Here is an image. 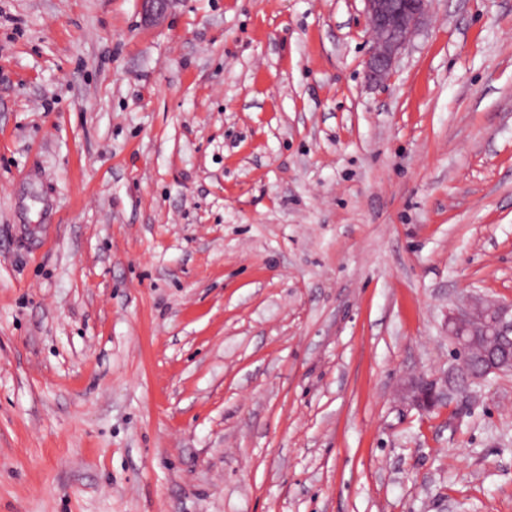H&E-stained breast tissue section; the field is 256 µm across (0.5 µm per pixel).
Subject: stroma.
<instances>
[{"label":"stroma","mask_w":512,"mask_h":512,"mask_svg":"<svg viewBox=\"0 0 512 512\" xmlns=\"http://www.w3.org/2000/svg\"><path fill=\"white\" fill-rule=\"evenodd\" d=\"M0 0V512H512V0ZM429 0H364L372 49L367 76L380 82L390 76L402 50L424 23ZM512 304L482 299L467 300L448 314V341L458 364L448 372L422 375L406 386V394L418 409L431 412L446 406L455 395L470 393L456 388L452 381L458 377L485 379L490 374L512 370V357L500 356L498 343L512 338ZM478 351L474 366L468 354Z\"/></svg>","instance_id":"obj_1"}]
</instances>
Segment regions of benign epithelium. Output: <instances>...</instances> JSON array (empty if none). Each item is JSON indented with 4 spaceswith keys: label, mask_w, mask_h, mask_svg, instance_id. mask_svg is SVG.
Wrapping results in <instances>:
<instances>
[{
    "label": "benign epithelium",
    "mask_w": 512,
    "mask_h": 512,
    "mask_svg": "<svg viewBox=\"0 0 512 512\" xmlns=\"http://www.w3.org/2000/svg\"><path fill=\"white\" fill-rule=\"evenodd\" d=\"M372 49L365 62L367 76L380 82L390 76L402 50L424 23L429 0H364ZM512 337V304L471 299L448 314V341L458 364L444 373L411 380L406 394L418 409L431 412L455 395H469L456 388L458 377L485 379L512 370V357L497 351L498 343ZM478 351L477 364L468 354Z\"/></svg>",
    "instance_id": "obj_1"
}]
</instances>
